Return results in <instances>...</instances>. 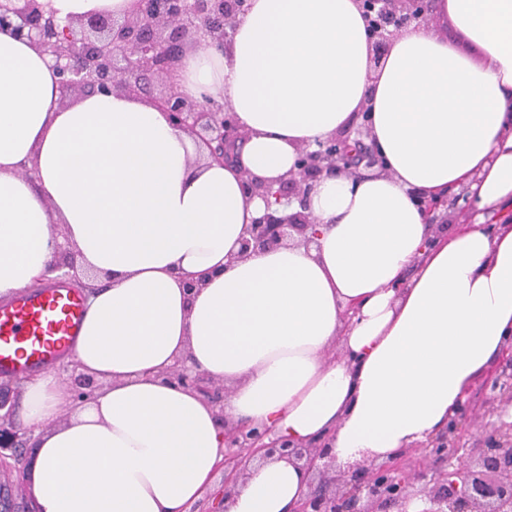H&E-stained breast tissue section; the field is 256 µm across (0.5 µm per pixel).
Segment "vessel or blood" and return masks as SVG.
Returning <instances> with one entry per match:
<instances>
[{"label":"vessel or blood","mask_w":512,"mask_h":512,"mask_svg":"<svg viewBox=\"0 0 512 512\" xmlns=\"http://www.w3.org/2000/svg\"><path fill=\"white\" fill-rule=\"evenodd\" d=\"M84 301L61 283L27 288L0 304V377L50 370L72 345L84 319Z\"/></svg>","instance_id":"obj_1"}]
</instances>
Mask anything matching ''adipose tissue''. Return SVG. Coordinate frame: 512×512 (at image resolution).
Segmentation results:
<instances>
[{"label": "adipose tissue", "instance_id": "1", "mask_svg": "<svg viewBox=\"0 0 512 512\" xmlns=\"http://www.w3.org/2000/svg\"><path fill=\"white\" fill-rule=\"evenodd\" d=\"M48 5L80 19L135 0ZM430 12L455 38L412 25L374 69L356 0H251L230 42L175 69L182 94L224 102L247 131L230 166L131 93L60 104L49 56L0 33V301L53 278L65 232L90 286L68 358L98 383L80 400L52 372L24 385L39 512H189L226 420L326 439L341 467L446 424L512 337V226L437 236L417 198L465 185L478 210L512 201V0ZM363 111L385 172L316 183L312 247L237 258L264 212L242 171L277 183ZM179 360L230 387L223 407L162 382ZM306 480L251 463L224 508L289 512Z\"/></svg>", "mask_w": 512, "mask_h": 512}]
</instances>
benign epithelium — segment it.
<instances>
[{
    "instance_id": "obj_1",
    "label": "benign epithelium",
    "mask_w": 512,
    "mask_h": 512,
    "mask_svg": "<svg viewBox=\"0 0 512 512\" xmlns=\"http://www.w3.org/2000/svg\"><path fill=\"white\" fill-rule=\"evenodd\" d=\"M363 12L379 21L370 31L375 60L386 54L390 38L424 16L426 0H357ZM249 0H136L135 10L123 17L90 15L58 20L45 0H0V33L29 41L51 57L59 76L61 101L78 91L108 95L147 90L165 81L190 47H222L245 13ZM166 112L169 123L210 147L221 165L232 161L230 149L246 140L235 113L212 102L206 106L182 95L173 84L150 99ZM354 142L360 148L357 164L385 170L373 146L344 133L299 149L296 170L273 187L244 173L243 190L266 203V212L248 225L238 257L282 245L295 231L305 244L314 219L306 213V197L324 176L349 173L339 147ZM295 198L300 210L282 215L275 206ZM168 384L191 388L214 403L226 389L203 373L177 364L162 374ZM69 380L76 395H90L96 381L71 366ZM512 405V346L503 350L492 374L483 381L477 404L459 405L448 424L433 437L413 445L422 452L417 464L403 467L404 454L382 463L355 464L340 473L333 469L326 444H290L272 436L266 426L224 424V464L241 474L256 455L284 458L301 465L311 476L309 491L292 512H409L420 500V512H512V421L504 419ZM27 433L15 420L14 390L0 384V458L26 454Z\"/></svg>"
}]
</instances>
